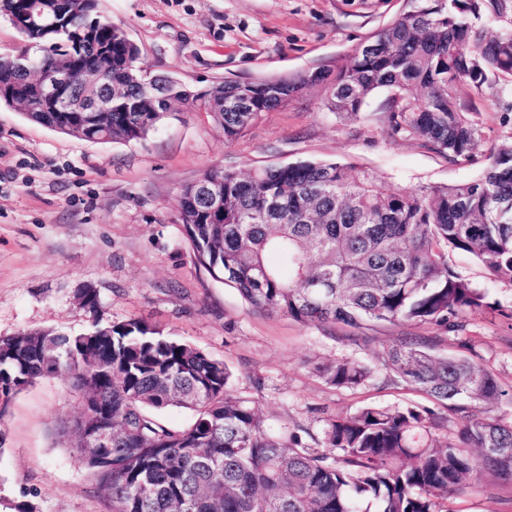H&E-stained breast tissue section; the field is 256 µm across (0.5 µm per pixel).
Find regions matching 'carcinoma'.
Returning a JSON list of instances; mask_svg holds the SVG:
<instances>
[{
    "label": "carcinoma",
    "instance_id": "cac0c4a2",
    "mask_svg": "<svg viewBox=\"0 0 512 512\" xmlns=\"http://www.w3.org/2000/svg\"><path fill=\"white\" fill-rule=\"evenodd\" d=\"M500 0H428L400 13L334 69L323 106L356 115L380 90L389 93L392 131L455 161L474 149L478 129L456 86L480 90L489 78L512 80V31L476 25ZM67 16L39 55L0 58V104L23 110L39 96L32 70L57 65L104 68L112 96L143 111L184 102L209 113L228 141L263 112L299 94L304 79L226 80L192 91L176 80L156 98L129 83L125 31L98 0H67ZM56 0H0L8 19L33 10L54 19ZM56 128L49 108L25 112ZM155 126L112 108V120L87 123L90 142L145 138ZM224 172V223L195 208L194 186L178 199L187 241L210 276L237 290L254 310L304 325L361 329L401 323L460 331L469 315L512 319L448 264V249L479 261L493 279L512 281V143L490 152L468 183L388 191L362 171L302 161L249 173ZM287 260L270 263L269 256ZM434 336H403L380 355L392 382L404 383L456 415L430 407L368 405L331 419L322 445L274 430L233 393L231 372L189 342L146 321H94L78 335L51 330L0 337V404L37 379L66 374L81 400L112 430L107 448L83 447L78 463L96 480L112 512H455L448 500L485 475L512 482V421L496 414L512 389L468 355L435 351ZM338 389L377 376L371 365L341 359L316 367ZM188 409L191 423L166 425L157 412Z\"/></svg>",
    "mask_w": 512,
    "mask_h": 512
}]
</instances>
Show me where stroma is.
Here are the masks:
<instances>
[{
	"label": "stroma",
	"instance_id": "1",
	"mask_svg": "<svg viewBox=\"0 0 512 512\" xmlns=\"http://www.w3.org/2000/svg\"><path fill=\"white\" fill-rule=\"evenodd\" d=\"M408 0H101L100 8L140 50L151 75L202 89L224 80L297 77L333 67L409 9ZM327 86L313 85L243 136L205 112L174 105L145 138L92 143L31 122L0 105V336L52 329L77 333L92 318L151 322L185 339L232 372L231 387L269 426H300L318 447L328 419L366 405L426 404L403 384L377 378L338 389L316 364L358 359L378 365L403 327L379 323L347 338L344 328L304 325L254 311L198 264L181 222L182 189L214 167L254 170L306 160L367 170L389 190L475 179L495 146L512 142V84L458 96L479 130L469 156L455 161L392 133L389 94L368 98L357 116L327 112ZM448 262L491 299L512 305V282L490 279L470 256ZM95 289L96 314L79 305ZM472 347L503 386H512V322L475 314L466 331L442 335L441 354ZM79 411L69 378L45 377L0 413V512L32 500L39 512H111L109 500L70 446ZM454 512H512V488L472 484Z\"/></svg>",
	"mask_w": 512,
	"mask_h": 512
}]
</instances>
